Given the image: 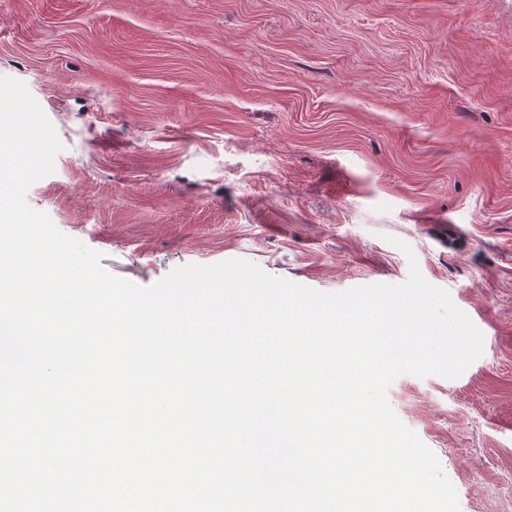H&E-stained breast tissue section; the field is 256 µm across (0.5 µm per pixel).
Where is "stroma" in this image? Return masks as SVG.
<instances>
[{"instance_id": "obj_1", "label": "stroma", "mask_w": 512, "mask_h": 512, "mask_svg": "<svg viewBox=\"0 0 512 512\" xmlns=\"http://www.w3.org/2000/svg\"><path fill=\"white\" fill-rule=\"evenodd\" d=\"M0 76L64 146L28 203L137 285L400 284L408 243L484 351L389 401L461 512H512V0H0Z\"/></svg>"}]
</instances>
